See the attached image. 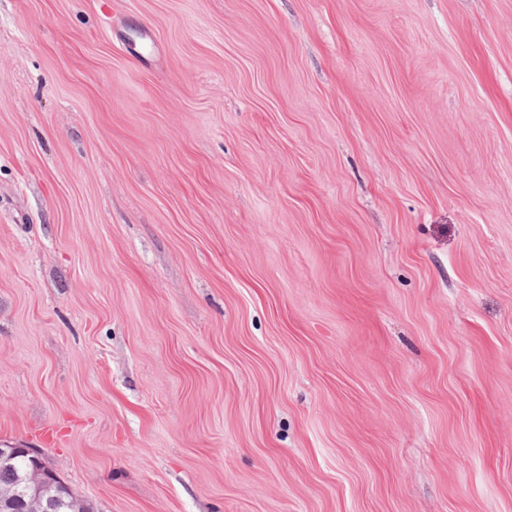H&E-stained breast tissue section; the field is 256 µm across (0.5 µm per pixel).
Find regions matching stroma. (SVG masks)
<instances>
[{"mask_svg": "<svg viewBox=\"0 0 512 512\" xmlns=\"http://www.w3.org/2000/svg\"><path fill=\"white\" fill-rule=\"evenodd\" d=\"M94 512H512V0H0V444Z\"/></svg>", "mask_w": 512, "mask_h": 512, "instance_id": "obj_1", "label": "stroma"}]
</instances>
